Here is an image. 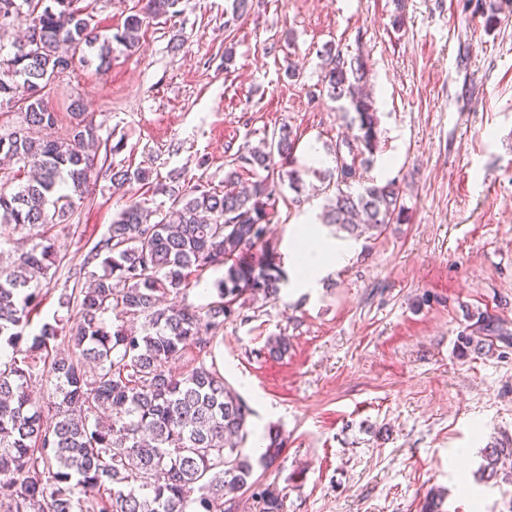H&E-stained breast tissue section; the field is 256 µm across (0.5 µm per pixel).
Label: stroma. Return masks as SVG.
Instances as JSON below:
<instances>
[{"instance_id":"1","label":"stroma","mask_w":512,"mask_h":512,"mask_svg":"<svg viewBox=\"0 0 512 512\" xmlns=\"http://www.w3.org/2000/svg\"><path fill=\"white\" fill-rule=\"evenodd\" d=\"M230 7L180 0L138 49H114L108 72L79 62L50 85L53 136L79 99L99 144L74 216L0 243L2 266L16 247L55 245L33 326L65 316L68 269L128 198L163 200L151 183L113 193L108 168L214 186L239 147L284 124L299 158L314 150L331 167L348 120L322 87V56L362 58L380 116L371 174L399 180L401 223L354 239L321 224L318 178L282 187L270 228L288 281L278 300L246 299L212 356L253 411L252 437L276 426L288 438L254 469L282 512H512V467L480 472L484 448L512 441V0H261L229 25ZM309 235L350 253L311 283L296 277ZM280 334L290 348L275 359L266 342Z\"/></svg>"}]
</instances>
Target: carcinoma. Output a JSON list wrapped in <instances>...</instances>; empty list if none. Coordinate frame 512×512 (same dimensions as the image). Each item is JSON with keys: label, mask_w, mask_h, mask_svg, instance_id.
<instances>
[{"label": "carcinoma", "mask_w": 512, "mask_h": 512, "mask_svg": "<svg viewBox=\"0 0 512 512\" xmlns=\"http://www.w3.org/2000/svg\"><path fill=\"white\" fill-rule=\"evenodd\" d=\"M84 2L0 0L9 23L28 22L13 57L0 64V110L18 108L24 123L0 134V154L25 178L10 193L0 188V235L66 221L74 197L89 188L95 157L87 145L96 127L80 105L69 113L65 137L31 135L57 124L47 99L53 79L92 49L98 68L108 70L112 43L132 50L147 19L174 15L179 4L141 0L123 28L103 35ZM365 75L361 58L326 52L322 84L357 127L336 143L328 172L298 166L296 138L283 126L262 148L243 145L221 188L185 186L172 174L158 186L167 208L129 201L97 245L105 252L102 273L59 297L73 315L69 327L55 317L24 340L43 301L34 282L54 265L53 244L40 242L0 266V343L11 348L0 361V482L12 488L0 512H233L247 492L260 512H281L277 488L250 481L254 464L243 444L253 410L206 357L224 323L239 317L241 299L274 298L287 281L268 238L277 187L299 191L307 171L331 181L336 193L323 223L356 237L401 222L397 181L364 178L379 150L380 123ZM243 169L254 181L241 188ZM149 177L121 167L110 181L124 194ZM209 269L223 270L215 300L164 304ZM112 315L141 321V331L113 324ZM35 383L48 393L44 405L32 397ZM267 439L262 466L275 463L285 445L278 429ZM511 459L512 447L496 443L486 449L484 469Z\"/></svg>", "instance_id": "carcinoma-1"}]
</instances>
